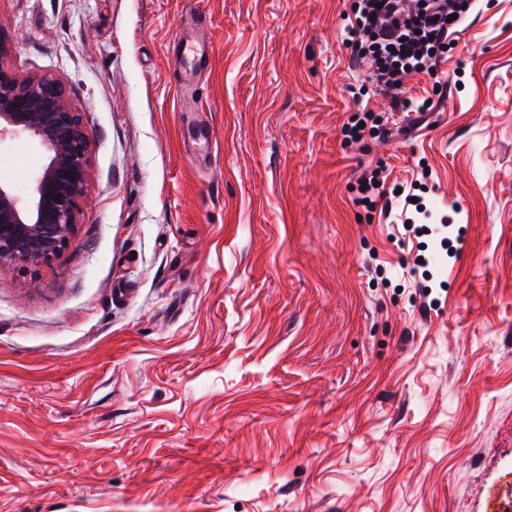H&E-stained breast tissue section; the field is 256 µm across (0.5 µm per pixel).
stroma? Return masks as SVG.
<instances>
[{
  "instance_id": "1",
  "label": "stroma",
  "mask_w": 512,
  "mask_h": 512,
  "mask_svg": "<svg viewBox=\"0 0 512 512\" xmlns=\"http://www.w3.org/2000/svg\"><path fill=\"white\" fill-rule=\"evenodd\" d=\"M349 11L0 0L1 61L92 138L69 247L0 269V512H512V0L408 81L421 116L361 92ZM362 107L386 142L345 145ZM43 160L0 143L18 193ZM423 164L418 231L354 204Z\"/></svg>"
}]
</instances>
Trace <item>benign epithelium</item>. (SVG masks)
I'll list each match as a JSON object with an SVG mask.
<instances>
[{"instance_id":"obj_1","label":"benign epithelium","mask_w":512,"mask_h":512,"mask_svg":"<svg viewBox=\"0 0 512 512\" xmlns=\"http://www.w3.org/2000/svg\"><path fill=\"white\" fill-rule=\"evenodd\" d=\"M22 136L37 141L45 160L25 196L0 176V269L34 276L60 258L75 234L92 140L59 79L21 77L0 62V142Z\"/></svg>"}]
</instances>
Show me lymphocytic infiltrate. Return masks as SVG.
<instances>
[{
  "label": "lymphocytic infiltrate",
  "instance_id": "obj_1",
  "mask_svg": "<svg viewBox=\"0 0 512 512\" xmlns=\"http://www.w3.org/2000/svg\"><path fill=\"white\" fill-rule=\"evenodd\" d=\"M472 0H353L343 42L363 83L391 100L393 111H430L429 99L406 94V81L435 76L452 34L450 15Z\"/></svg>",
  "mask_w": 512,
  "mask_h": 512
}]
</instances>
